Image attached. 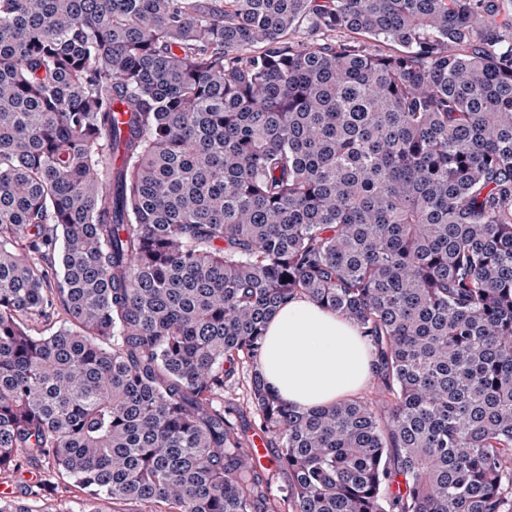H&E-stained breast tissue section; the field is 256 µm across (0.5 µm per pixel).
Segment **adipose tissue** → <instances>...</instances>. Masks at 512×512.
I'll use <instances>...</instances> for the list:
<instances>
[{"instance_id":"ef3b65f1","label":"adipose tissue","mask_w":512,"mask_h":512,"mask_svg":"<svg viewBox=\"0 0 512 512\" xmlns=\"http://www.w3.org/2000/svg\"><path fill=\"white\" fill-rule=\"evenodd\" d=\"M372 363L355 325L302 297L268 321L258 370L272 391L297 409L310 411L355 394Z\"/></svg>"}]
</instances>
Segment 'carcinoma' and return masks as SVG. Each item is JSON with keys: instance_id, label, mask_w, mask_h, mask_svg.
<instances>
[{"instance_id": "cac0c4a2", "label": "carcinoma", "mask_w": 512, "mask_h": 512, "mask_svg": "<svg viewBox=\"0 0 512 512\" xmlns=\"http://www.w3.org/2000/svg\"><path fill=\"white\" fill-rule=\"evenodd\" d=\"M496 11L0 0V472L139 512H512ZM298 296L360 330L386 413L300 412L256 372L271 470L224 385Z\"/></svg>"}]
</instances>
